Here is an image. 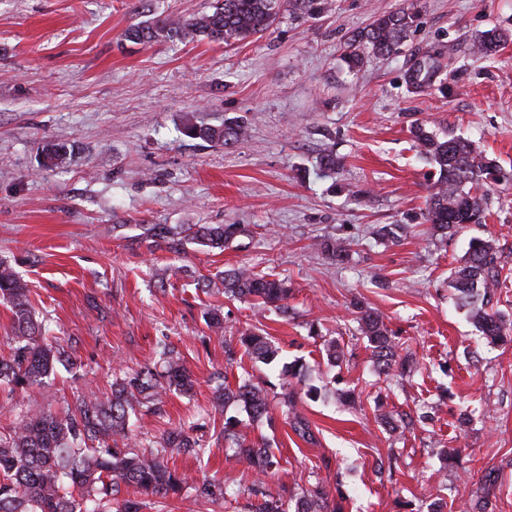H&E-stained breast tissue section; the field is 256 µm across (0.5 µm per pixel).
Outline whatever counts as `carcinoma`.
Wrapping results in <instances>:
<instances>
[{
  "mask_svg": "<svg viewBox=\"0 0 512 512\" xmlns=\"http://www.w3.org/2000/svg\"><path fill=\"white\" fill-rule=\"evenodd\" d=\"M326 6L325 0H216L212 11L178 22L162 21L134 25L125 37L135 43L160 40L230 43L243 41L267 31L283 11L314 16ZM416 22L409 10L385 13L356 32L344 54L348 69L358 68L364 51L390 57L399 53ZM506 40L497 28L476 35L472 53L493 56ZM247 125L226 120L220 126H203L193 117H183L182 132L215 146L240 141ZM411 133L426 159L438 173L429 197L425 221L443 237H451L476 224L486 223V188L512 178L497 161L479 151L471 141L429 132L417 124ZM71 151L64 144L49 143L42 150L41 166L56 169L67 164ZM242 232L238 224H187L172 228L153 224L146 236L155 248L179 255L187 243L224 250V245ZM496 247L489 239L473 238L463 262L451 271L449 286L458 304L468 308L469 317L492 342H512V315L489 307L490 295L499 286ZM198 291L206 295L254 300L280 312L288 311L292 295L287 281L272 274L255 273L245 266L229 267L212 277L202 276ZM0 301L10 313L9 358L0 359V384L12 392L34 385L46 387L55 365L73 363L58 343L48 341L49 317L37 319L27 282L8 263L0 261ZM359 331L367 339L379 374L386 377L405 373L408 362L399 355L396 336L382 316L355 305ZM210 331L224 335V312L212 308L204 314ZM238 342L256 362L272 364L279 347L268 336L252 328L239 330ZM163 370L144 365L115 378L108 394L93 390L78 397L74 411L59 415L40 410L18 417L5 433L0 432V512H141L145 498L165 499L179 495L186 477L170 466L169 453L207 452L206 444L182 427L164 432L159 449L139 454L119 447L136 440L137 409L160 416L169 393L188 394L196 384L183 355L171 344H158ZM305 367L290 363L281 372L282 402L295 406L293 382H302ZM214 411L240 406L249 420L270 418L271 394L262 382L241 378L235 386L218 388L213 396ZM224 447L232 448L260 481L272 476L274 455L265 444L253 442L241 421L227 418L223 428ZM233 481L213 480L199 487L208 500L227 499L237 491ZM295 512H343L336 498L315 490L296 501Z\"/></svg>",
  "mask_w": 512,
  "mask_h": 512,
  "instance_id": "carcinoma-1",
  "label": "carcinoma"
}]
</instances>
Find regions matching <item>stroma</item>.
Segmentation results:
<instances>
[{
	"label": "stroma",
	"instance_id": "35a3bbf8",
	"mask_svg": "<svg viewBox=\"0 0 512 512\" xmlns=\"http://www.w3.org/2000/svg\"><path fill=\"white\" fill-rule=\"evenodd\" d=\"M213 3L0 0V260L48 314L50 339L77 354L50 388L0 389V430L30 411L65 412L85 389L109 391L115 372L153 362L165 336L197 385L166 398L134 450L150 451L168 428L201 426L207 453L175 459L184 497L232 476L236 500L195 512H252L262 485L218 440L225 416L211 399L248 374L277 384V370L247 356L226 361V338L254 326L309 370L294 409L273 402L271 421L247 429L278 459L263 486L286 504L321 488L342 491L345 512H429L441 501L445 512H512V342L490 343L448 286L470 239L493 240L508 276L498 307L512 314V181L492 186L486 224L441 238L422 219L437 174L410 134L417 122L448 131L512 170V0H327L317 16H285L228 45L124 37ZM403 7L417 21L402 52L348 71L351 34ZM494 27L507 41L473 57L474 36ZM425 55L439 73L417 89L409 66ZM188 113L202 125L243 119L247 136L227 147L187 138ZM47 143L72 146L70 164L41 168ZM330 148L342 162L333 179L318 170ZM148 224L243 231L224 251L189 244L178 258L150 246ZM385 224L397 235L376 242ZM330 238L344 243V262L320 249ZM237 265L287 279L289 315L196 292L194 278ZM355 300L383 315L417 371L390 382L376 374ZM212 307L224 310L220 337L204 319ZM331 339L345 351L334 368L323 353ZM295 412L314 442L291 428ZM404 416L414 425L388 430ZM459 446L466 457L443 466L441 450Z\"/></svg>",
	"mask_w": 512,
	"mask_h": 512
}]
</instances>
